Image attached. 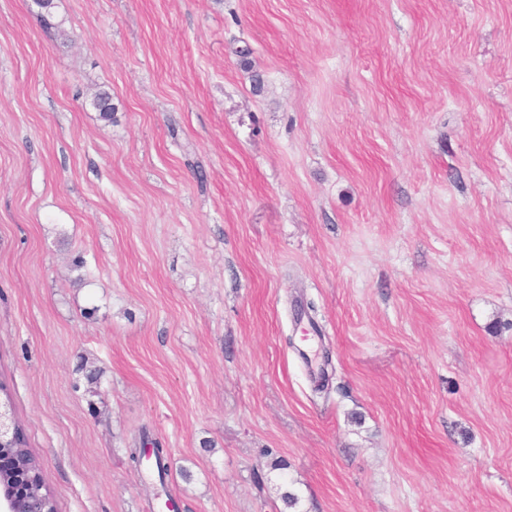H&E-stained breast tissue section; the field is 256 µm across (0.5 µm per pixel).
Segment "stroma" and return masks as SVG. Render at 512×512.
<instances>
[{
	"label": "stroma",
	"mask_w": 512,
	"mask_h": 512,
	"mask_svg": "<svg viewBox=\"0 0 512 512\" xmlns=\"http://www.w3.org/2000/svg\"><path fill=\"white\" fill-rule=\"evenodd\" d=\"M52 13L0 0V379L57 512H512V0Z\"/></svg>",
	"instance_id": "35a3bbf8"
}]
</instances>
